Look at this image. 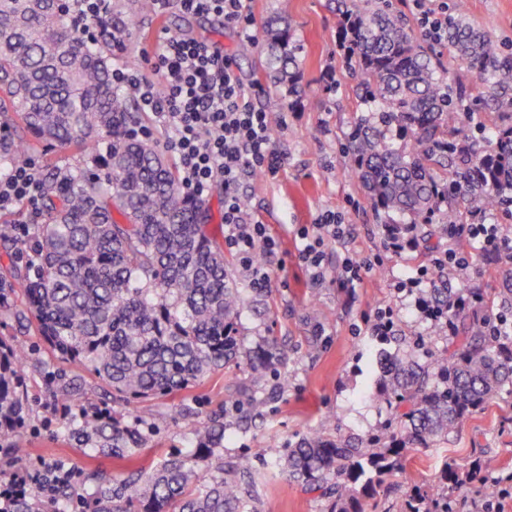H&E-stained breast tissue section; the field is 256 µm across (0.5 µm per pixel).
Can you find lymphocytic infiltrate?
<instances>
[{"label": "lymphocytic infiltrate", "mask_w": 512, "mask_h": 512, "mask_svg": "<svg viewBox=\"0 0 512 512\" xmlns=\"http://www.w3.org/2000/svg\"><path fill=\"white\" fill-rule=\"evenodd\" d=\"M174 1L184 12L223 18L244 40L253 37L251 0H151V5L161 14ZM112 82L135 96L142 111L150 115L153 124L141 127V135L164 134L188 193L204 200L214 186L222 187L225 246L239 258L250 287L267 291L272 275L264 259L276 253L278 243L244 207L240 184L248 172L276 176L282 160L272 146L268 112L252 103L254 85L241 81L233 58L223 48L165 30L155 38L150 72L118 60L112 64ZM41 184V173L31 162L0 175V212L21 203L37 209ZM298 237V257L310 284L323 285L327 275L323 246L329 240L344 241V228L335 213L326 212ZM73 476V469L61 465L1 469L0 512H6L19 493L54 499L58 488L69 485Z\"/></svg>", "instance_id": "f902f5d3"}]
</instances>
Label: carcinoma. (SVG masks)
<instances>
[{
	"mask_svg": "<svg viewBox=\"0 0 512 512\" xmlns=\"http://www.w3.org/2000/svg\"><path fill=\"white\" fill-rule=\"evenodd\" d=\"M68 0H0V126L17 137L0 140V171L36 150L71 152L74 162L46 165L40 196L44 220L30 227L0 225V248L28 249L34 266L0 276V291L18 288V317L36 323L61 362L98 378L127 401L166 396L230 363L262 374L284 354L244 347L237 319L243 298L229 279L223 245L209 230L206 203L191 197L154 143L132 139V102L112 84L110 48L89 42L70 22ZM365 108L354 118L345 149L372 209L395 223L429 227L445 236L461 212L512 209V123L493 125L481 146L461 125L459 104L472 96L512 112V52L463 16L448 17L442 45L474 74L451 82L432 44L417 38L389 9V0L342 2L336 28ZM281 9L266 21L265 75L298 94V54ZM509 274L512 256L487 257ZM454 349L425 341L389 355L376 396L390 406L388 429L365 443L310 436L271 466L324 500L323 512H365L383 480L402 468L407 445H427L459 430L469 416L512 385V345L492 336L493 314L459 309ZM23 357L0 345V437L25 419ZM86 448L129 463L143 438L117 422L82 416L66 425ZM193 454L172 456L147 478L139 468L99 483L84 512H253L238 471L217 453L224 414L201 426ZM207 462L199 483L195 463ZM461 485L456 469L438 483L414 488L396 512H449ZM68 487L51 503L30 494L8 512H65Z\"/></svg>",
	"mask_w": 512,
	"mask_h": 512,
	"instance_id": "carcinoma-1",
	"label": "carcinoma"
}]
</instances>
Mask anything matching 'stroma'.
<instances>
[{"label":"stroma","instance_id":"1","mask_svg":"<svg viewBox=\"0 0 512 512\" xmlns=\"http://www.w3.org/2000/svg\"><path fill=\"white\" fill-rule=\"evenodd\" d=\"M447 2L449 14H465L505 49H512V0ZM283 5L301 47L299 99L293 108L281 100L263 71V25ZM251 8L255 24L249 42L241 40L221 18L187 14L175 4L158 16L148 0H112V22L125 26L126 40L133 49L132 64L141 69L147 65L146 51L162 29L220 45L233 55L241 77L256 84L254 106L275 116L287 113V124L277 123L272 129L273 148L283 159L279 173L273 178L253 174L241 187L249 211L279 243L269 260L272 286L265 293L250 288L236 256H229L227 267L245 298L239 331L246 345H278L287 353L286 364L279 374L267 372L258 380L245 365L232 364L167 397L116 402L89 373L62 367L35 325H19L15 310L21 303L20 293H2L0 343L18 348L27 358V412L25 425L15 437L0 438L1 460L10 459L14 440H21L28 450L23 466L37 468L45 462L72 466L77 472L74 489L86 495L94 489L93 476L120 475L127 472L128 464L67 437L61 408H70L76 415L104 407L125 425L142 419L152 423V430L145 433L141 458L146 467L195 448L199 422L220 411L224 414L225 461L259 475L250 489L256 512H321L318 495L304 492L287 473L271 469L261 449L283 452L317 434L357 441L382 431L388 407L374 396L381 352L396 351L403 340L438 335V328L416 311L415 294L395 289L401 279L431 266L433 255L419 247L399 255L386 253L383 226L361 183L350 173L353 158L343 143L357 101L336 41V0H252ZM332 80L337 83L333 90L328 87ZM325 211L338 213L348 233L345 243H325L329 270H336L347 251L360 258L379 255L384 259L383 266L366 274L356 287L329 283L312 287L298 259V230ZM447 283L453 292L474 291L494 305L504 280L485 265L476 247L466 280L452 273ZM385 308L391 310L395 323L394 336L388 340L371 333L376 312ZM318 325L323 328L319 335L314 332ZM282 374L288 377L284 391L278 384ZM243 385L264 397L262 413L253 412L246 396L234 404L227 402L228 391ZM180 408L185 411L181 417L176 414ZM473 460L482 465V483L512 490V385L504 387L448 439L409 446L402 469L367 501L366 512H391L395 502L414 487L432 484L444 465Z\"/></svg>","mask_w":512,"mask_h":512}]
</instances>
